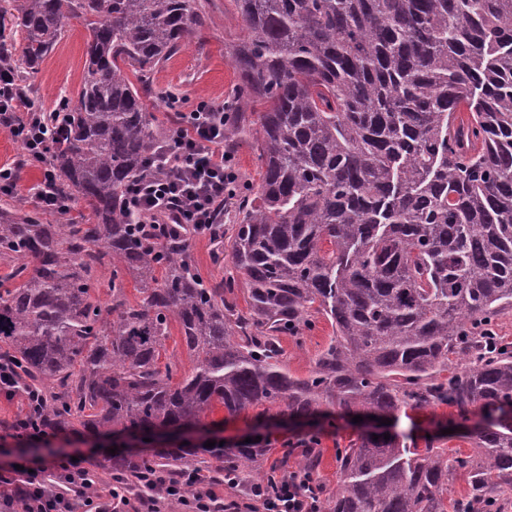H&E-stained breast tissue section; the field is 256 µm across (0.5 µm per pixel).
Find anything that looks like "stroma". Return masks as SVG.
I'll return each mask as SVG.
<instances>
[{"mask_svg":"<svg viewBox=\"0 0 512 512\" xmlns=\"http://www.w3.org/2000/svg\"><path fill=\"white\" fill-rule=\"evenodd\" d=\"M209 10L214 25L207 39L192 41L150 78L152 95L149 105L164 126H172L176 113L190 111L199 100L224 103L236 88L237 71L224 46L241 36V23L233 16L229 0H210ZM85 42L86 29L82 21L69 20L63 38L40 65L38 72L29 77L30 87L44 111L56 109L63 98L76 97L84 73ZM22 155L20 143L7 129L0 128V165L17 171L13 192L8 195L0 193V208L15 205L20 200L32 201V189L42 179L39 169L20 166ZM313 323V329L304 331L301 337L287 335L281 339L287 353L288 368L298 375L308 373L316 351L326 345L333 334L330 323L324 317L314 316ZM211 419L228 443L242 441L256 431L269 436L271 452L266 463L270 466L275 465L286 442L296 440L311 430L310 425L296 424L281 416L270 415L259 420L251 411L231 418L219 408ZM460 426L455 409L440 405L400 416L396 429L412 432L420 443L432 439L435 446L444 449L448 456L465 458L474 455L476 449L472 441L458 436ZM361 433V428L348 417L339 416L332 423L323 424L317 446L320 453L318 477L323 485V499L335 497L341 483L336 462L337 449L347 446ZM114 448L127 451L131 443L124 437L112 439L84 432H69L53 439L50 446H36L35 452L43 457L52 450L84 456L97 486L103 488L110 483L104 465Z\"/></svg>","mask_w":512,"mask_h":512,"instance_id":"stroma-1","label":"stroma"}]
</instances>
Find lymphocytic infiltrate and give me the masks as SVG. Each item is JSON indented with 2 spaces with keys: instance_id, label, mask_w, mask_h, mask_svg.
<instances>
[{
  "instance_id": "obj_1",
  "label": "lymphocytic infiltrate",
  "mask_w": 512,
  "mask_h": 512,
  "mask_svg": "<svg viewBox=\"0 0 512 512\" xmlns=\"http://www.w3.org/2000/svg\"><path fill=\"white\" fill-rule=\"evenodd\" d=\"M15 79L0 71V125L20 142L31 166L43 178L34 196L46 210L63 212L67 201L51 189L55 175L48 162L52 132L41 113L21 107L13 91ZM229 116L223 106L200 101L180 113L168 141L153 158L161 175H149L130 184L126 207L137 224H164L177 228L190 224L199 229L215 226L218 207L237 200L247 184L235 151L224 145V125ZM43 402L26 400L23 416L9 426L12 438L30 444H49L53 434L42 423ZM119 501L132 512H163L166 503H178L182 512H321L320 501L302 495L293 479L278 487L253 486L245 498L221 500L212 485L198 474L155 469L139 478V491L129 495L120 478L107 490L95 489L83 461L57 453L49 460H26L21 466H0V512H106V499Z\"/></svg>"
}]
</instances>
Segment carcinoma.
Here are the masks:
<instances>
[{
  "label": "carcinoma",
  "mask_w": 512,
  "mask_h": 512,
  "mask_svg": "<svg viewBox=\"0 0 512 512\" xmlns=\"http://www.w3.org/2000/svg\"><path fill=\"white\" fill-rule=\"evenodd\" d=\"M244 34L224 141L253 139L258 190L222 247L231 269L203 281L196 233L129 224L127 187L166 136L147 79L212 17L202 0H0V62L34 74L68 19L89 32L84 77L64 100L50 155L55 189L86 223L0 208V359L45 393L56 431L141 435L273 409L293 420L439 405L484 425L477 452L366 433L336 449L342 488L324 512H501L512 498V0H231ZM140 76L135 86L123 68ZM110 269V303L98 295ZM140 294L132 304L127 283ZM244 288L247 310L234 297ZM325 316L334 337L305 376L280 337ZM193 360L161 362L172 323ZM115 455L129 482L150 467L272 483L261 442ZM470 491L447 498L456 468Z\"/></svg>",
  "instance_id": "cac0c4a2"
}]
</instances>
